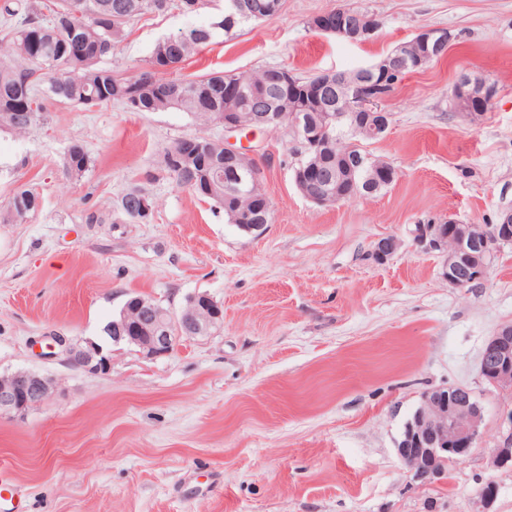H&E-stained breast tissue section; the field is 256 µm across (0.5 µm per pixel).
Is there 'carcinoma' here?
Returning <instances> with one entry per match:
<instances>
[{"label":"carcinoma","instance_id":"obj_1","mask_svg":"<svg viewBox=\"0 0 512 512\" xmlns=\"http://www.w3.org/2000/svg\"><path fill=\"white\" fill-rule=\"evenodd\" d=\"M186 14L197 11L205 0H3L0 4V129L17 135L27 133L42 118L40 76L47 75L45 94L85 109L117 102L127 105L133 94L140 100L138 111L163 112L180 109L190 113L201 129L193 135L212 145L222 157L224 147L213 140L206 127L216 123L224 111L229 87L237 88L235 105L247 109L242 99L264 89L267 69L249 72L213 73L194 78L174 75L178 65L192 58L220 29L229 35L239 26L270 18L264 13L247 18L238 10L239 0H224L219 21L208 27H192L160 41L149 60L150 69L126 76L99 63L112 56L128 25L136 18L160 11L172 3ZM181 141L165 153L164 164L176 184L225 208L229 186L211 172L210 160L180 154ZM91 164L79 142L69 146L61 164L64 177H78ZM136 191L121 199V210L129 218L145 222ZM39 207V197L28 188H18L0 220H23Z\"/></svg>","mask_w":512,"mask_h":512}]
</instances>
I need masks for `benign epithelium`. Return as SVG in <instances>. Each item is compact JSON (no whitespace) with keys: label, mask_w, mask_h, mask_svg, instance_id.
<instances>
[{"label":"benign epithelium","mask_w":512,"mask_h":512,"mask_svg":"<svg viewBox=\"0 0 512 512\" xmlns=\"http://www.w3.org/2000/svg\"><path fill=\"white\" fill-rule=\"evenodd\" d=\"M314 29L332 34L353 43L372 40L379 22L362 13L341 11L339 14H322ZM455 35L443 27H425L413 38L419 48L417 56L408 54L407 45L391 50L383 62L360 70L352 79L333 74L322 80L313 97L326 99L331 111L314 120L308 113L295 109L291 112H270L257 99H252V112L229 111L217 118L224 126V181H242L250 174L246 193L262 191L260 176L253 167L242 165L247 153L234 144L237 133L245 129L282 127L289 134V153L292 157L293 180L297 189L310 202L318 206H333L342 202L345 194L340 191L343 179L317 164L305 166L301 158L319 154L331 147L333 137L329 130L333 123L347 116L354 118L355 133L368 140L381 139L390 125V113L383 109L394 81L410 65L421 67L447 53ZM477 97L492 101L495 86L479 78L462 76L453 86L451 104L470 120L478 113L470 111L463 103L469 90ZM270 210L261 215L241 211L234 217L239 230L245 233H263L269 223ZM446 224H416L412 231L413 242L424 252H436L445 257L442 276L455 288H465L483 279L491 263L488 245L497 249L512 244V212L502 213V221L490 224H458L448 230ZM395 237L380 239L373 256L383 264L400 248ZM167 312L160 306L143 299L125 304L120 322L112 326V342L126 343L138 348L149 358L169 355L180 337L173 336L166 324ZM188 338L204 335L223 321V312L215 300L206 293L194 294L182 311L174 316ZM56 344L65 348L72 365L91 374H107L112 368V357L103 347L87 341L68 343L62 339ZM480 373L485 382L500 391L512 392V324L499 327L485 342L481 352ZM58 390L57 380L49 375L29 370H18L0 375V413L25 415L30 409L50 401ZM471 389L462 385L439 387L423 394V403L414 421L408 422L397 441V455L416 478L429 483L448 479L447 464L465 457L476 447L480 430L485 421V408L470 403ZM512 463V431L498 447L490 449V464L500 469ZM498 497V486L486 480L479 491L482 512H488Z\"/></svg>","instance_id":"obj_1"}]
</instances>
